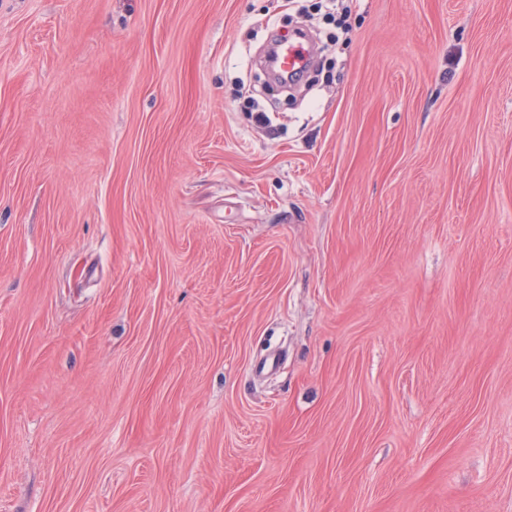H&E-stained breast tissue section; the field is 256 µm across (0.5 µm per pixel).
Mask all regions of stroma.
<instances>
[{
	"mask_svg": "<svg viewBox=\"0 0 512 512\" xmlns=\"http://www.w3.org/2000/svg\"><path fill=\"white\" fill-rule=\"evenodd\" d=\"M342 5L0 0V512H512V0ZM307 62L308 50L301 42L285 41L277 45L274 66L283 77L299 72Z\"/></svg>",
	"mask_w": 512,
	"mask_h": 512,
	"instance_id": "obj_1",
	"label": "stroma"
}]
</instances>
